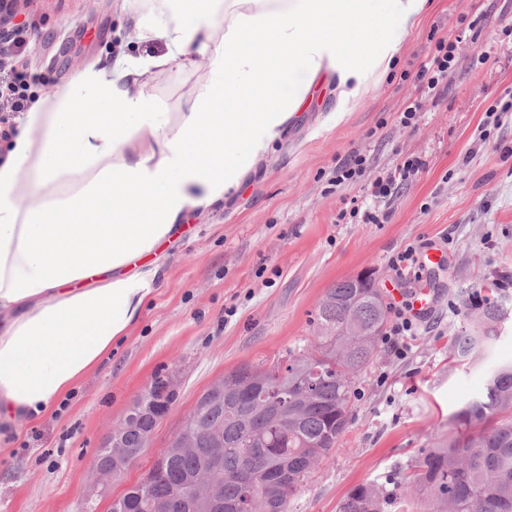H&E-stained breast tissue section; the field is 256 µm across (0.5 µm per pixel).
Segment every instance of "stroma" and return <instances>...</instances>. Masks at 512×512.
Here are the masks:
<instances>
[{"instance_id": "35a3bbf8", "label": "stroma", "mask_w": 512, "mask_h": 512, "mask_svg": "<svg viewBox=\"0 0 512 512\" xmlns=\"http://www.w3.org/2000/svg\"><path fill=\"white\" fill-rule=\"evenodd\" d=\"M434 3L344 121L333 110L334 87H324L223 209L188 218L165 249V286L62 405L0 435V512H78L110 427L154 377L177 371L176 407L112 484L111 498L123 495L216 378L307 347L327 290L366 271L402 302L418 288L433 290L435 306L405 337L404 356L378 344L355 382L348 430L332 460L308 474L290 512H337L353 486L408 472L428 433L447 428L482 389L485 367L448 354L473 296H496L506 310L494 359L512 360V114L497 126L486 115L512 90V0ZM121 7L122 0H6L0 63L40 75L30 89L37 98L95 58L163 53L158 43L126 42L131 22ZM446 37L456 43L448 89L423 97L416 72ZM417 97L422 110L403 126L404 104ZM354 152L367 158L364 175L336 183L337 164ZM408 156L424 166L377 201L380 223L342 219L353 201L367 199L370 181ZM409 246L421 259L438 247L445 257L421 280H401L389 260Z\"/></svg>"}]
</instances>
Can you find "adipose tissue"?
Segmentation results:
<instances>
[{
	"mask_svg": "<svg viewBox=\"0 0 512 512\" xmlns=\"http://www.w3.org/2000/svg\"><path fill=\"white\" fill-rule=\"evenodd\" d=\"M432 0H123L159 56L94 61L17 120L0 162V424L60 401L163 287V243L223 208L335 76L337 119ZM200 58L168 107L146 78Z\"/></svg>",
	"mask_w": 512,
	"mask_h": 512,
	"instance_id": "ef3b65f1",
	"label": "adipose tissue"
}]
</instances>
